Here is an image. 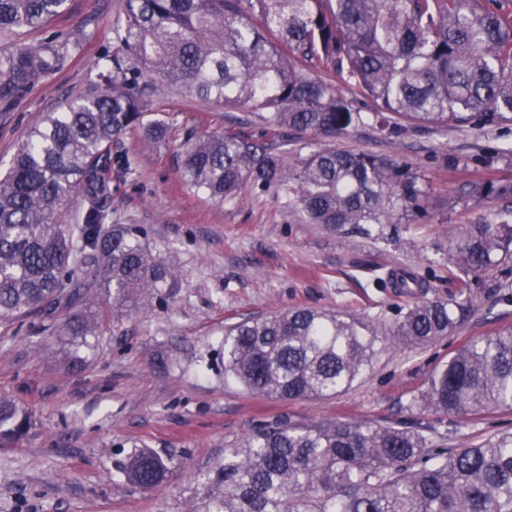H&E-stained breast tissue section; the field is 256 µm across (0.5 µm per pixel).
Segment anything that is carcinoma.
Returning <instances> with one entry per match:
<instances>
[{"label": "carcinoma", "mask_w": 512, "mask_h": 512, "mask_svg": "<svg viewBox=\"0 0 512 512\" xmlns=\"http://www.w3.org/2000/svg\"><path fill=\"white\" fill-rule=\"evenodd\" d=\"M66 0H0V31L44 26ZM97 81L45 112L0 174V321L73 314L62 335L97 338L89 283L97 267L112 314L174 297L179 272L145 231L112 223V174L128 169L124 135L161 140L152 112L161 87L189 98L249 107L288 141L290 132L334 136L364 120L353 100L306 75L318 59L374 102L417 126L459 131L512 122V0H124ZM78 45L55 31L36 45L0 52V106L9 107L65 66ZM184 186L217 202L241 185L283 193L312 224L386 236L425 196L405 165L364 151L320 147L290 166L263 138L231 129L187 136ZM469 197L512 199V183L477 180ZM446 299L408 303L394 317L294 308L224 330V373L267 399L331 397L351 387L388 347L421 348L475 310L470 275L512 262V208L448 231ZM402 295L430 283L389 275ZM409 409L482 415L512 410V327L475 338L434 371ZM30 416L0 397V446L19 439ZM168 463L133 454L121 473L152 489ZM201 512H512V432L465 448L417 419L410 422L286 417L254 426L224 448L203 477Z\"/></svg>", "instance_id": "obj_1"}]
</instances>
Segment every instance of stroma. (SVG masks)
I'll return each instance as SVG.
<instances>
[{
    "instance_id": "1",
    "label": "stroma",
    "mask_w": 512,
    "mask_h": 512,
    "mask_svg": "<svg viewBox=\"0 0 512 512\" xmlns=\"http://www.w3.org/2000/svg\"><path fill=\"white\" fill-rule=\"evenodd\" d=\"M123 7V0H68L47 29L0 32V51L39 43L50 30L80 38L63 70L0 107V171L42 113L88 87ZM356 106L365 123L333 146L407 164L426 192L423 213L384 239L307 223L293 200L247 183L230 204L189 190L180 180L187 131L230 127L258 136L265 126L247 109L191 101L167 88L153 98L168 133L160 141L139 132L124 137L131 168L112 184V221L143 227L183 286L168 304L118 317L111 297L95 288L99 337L79 352L59 334L66 313L43 331L26 321L0 322V396L31 417L23 436L0 447V512H188L204 496L203 475L223 462L225 444L253 425L283 416L407 420L411 399L439 364L467 341L512 326V267H491L472 275L479 307L454 333L425 348L382 351L362 379L333 397L278 402L225 377L224 330L241 320L297 307L390 316L408 298L377 281L402 269L430 280L428 298H447L449 226L494 218L502 206L496 199L475 203L467 191L478 179L512 182V123L468 134L413 126L394 141L369 121L370 100L357 97ZM423 421L441 432L456 429L459 448L512 431V411L431 413ZM145 449L170 467L151 491L119 471Z\"/></svg>"
}]
</instances>
